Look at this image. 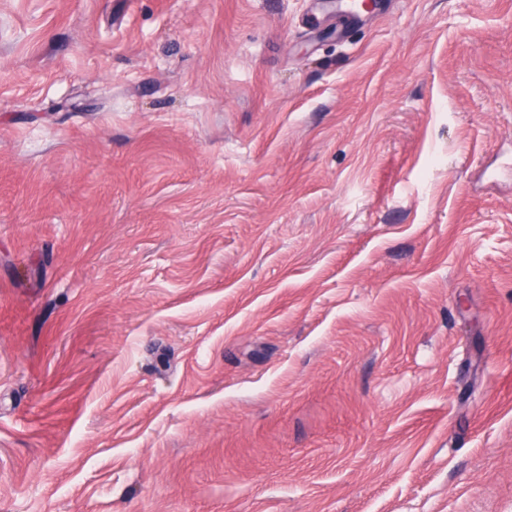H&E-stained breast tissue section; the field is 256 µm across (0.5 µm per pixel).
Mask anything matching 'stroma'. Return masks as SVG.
Masks as SVG:
<instances>
[{"label":"stroma","instance_id":"1","mask_svg":"<svg viewBox=\"0 0 512 512\" xmlns=\"http://www.w3.org/2000/svg\"><path fill=\"white\" fill-rule=\"evenodd\" d=\"M0 512H512V0H0Z\"/></svg>","mask_w":512,"mask_h":512}]
</instances>
